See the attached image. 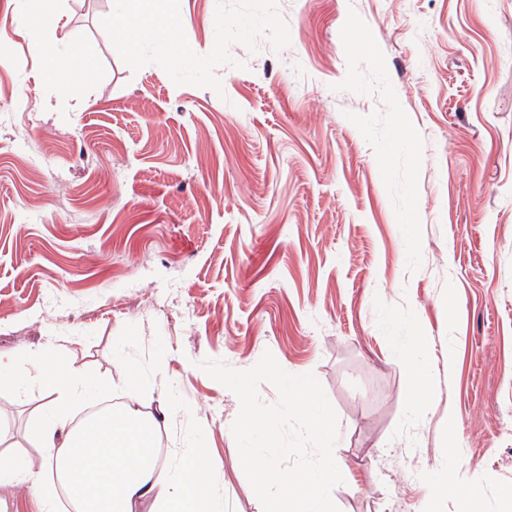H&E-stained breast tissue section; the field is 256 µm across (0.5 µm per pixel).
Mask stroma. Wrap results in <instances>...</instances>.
<instances>
[{
    "label": "stroma",
    "instance_id": "35a3bbf8",
    "mask_svg": "<svg viewBox=\"0 0 512 512\" xmlns=\"http://www.w3.org/2000/svg\"><path fill=\"white\" fill-rule=\"evenodd\" d=\"M216 5L180 0L198 53ZM113 6L0 0V353L67 340L70 417L167 414L169 479L206 449L224 512L263 508L199 364L267 351L338 415L339 512H420L436 481L460 488L437 512H512V0H277L289 45H232L220 95L132 71ZM41 27L92 48L88 78L45 79ZM416 337L424 406L394 346ZM59 408L0 388V452L38 459Z\"/></svg>",
    "mask_w": 512,
    "mask_h": 512
}]
</instances>
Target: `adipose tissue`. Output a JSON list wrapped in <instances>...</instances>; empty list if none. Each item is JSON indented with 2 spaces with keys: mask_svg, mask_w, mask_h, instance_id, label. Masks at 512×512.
Returning a JSON list of instances; mask_svg holds the SVG:
<instances>
[{
  "mask_svg": "<svg viewBox=\"0 0 512 512\" xmlns=\"http://www.w3.org/2000/svg\"><path fill=\"white\" fill-rule=\"evenodd\" d=\"M32 47L41 57L47 77L72 70L83 75L90 67L88 53L62 51L46 34H38ZM66 356V346L57 345L44 366L32 373L26 359L0 355V387L30 374L48 392L78 399L83 381L64 368ZM161 427L160 420L144 419L137 410L126 407L87 423L79 437L70 429L61 435L56 428H48L42 437L40 461L27 462L22 468L13 463L1 465L0 487L25 482L33 496L45 507H52L55 491L44 483L43 475L61 465L70 491L91 494L100 512H134L136 505L148 498L163 502L164 512H217L215 498L201 479L209 464L207 453L201 449H192L187 456L180 482L165 484L153 458Z\"/></svg>",
  "mask_w": 512,
  "mask_h": 512,
  "instance_id": "adipose-tissue-1",
  "label": "adipose tissue"
}]
</instances>
